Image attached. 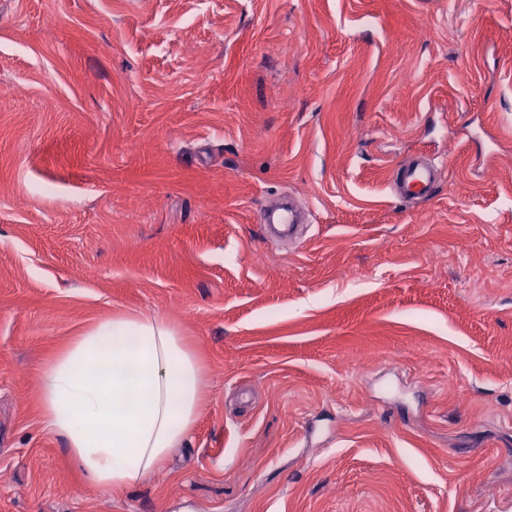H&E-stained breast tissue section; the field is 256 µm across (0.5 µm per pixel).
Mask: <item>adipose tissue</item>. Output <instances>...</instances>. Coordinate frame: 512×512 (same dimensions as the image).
Returning a JSON list of instances; mask_svg holds the SVG:
<instances>
[{
    "label": "adipose tissue",
    "mask_w": 512,
    "mask_h": 512,
    "mask_svg": "<svg viewBox=\"0 0 512 512\" xmlns=\"http://www.w3.org/2000/svg\"><path fill=\"white\" fill-rule=\"evenodd\" d=\"M170 321L118 312L74 338L43 375L41 418L101 489L139 483L186 441L205 390Z\"/></svg>",
    "instance_id": "1"
}]
</instances>
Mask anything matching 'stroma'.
Masks as SVG:
<instances>
[{"instance_id": "stroma-1", "label": "stroma", "mask_w": 512, "mask_h": 512, "mask_svg": "<svg viewBox=\"0 0 512 512\" xmlns=\"http://www.w3.org/2000/svg\"><path fill=\"white\" fill-rule=\"evenodd\" d=\"M119 311L207 390L104 490L42 379ZM0 512H512V0H0ZM441 176L439 166L425 156H418L402 164L393 178L396 195L406 203L429 201L435 196ZM303 219V212L301 209L294 205L288 206H270L261 212L262 224H282L280 236L282 239L288 236V231L291 230L295 224H298Z\"/></svg>"}]
</instances>
